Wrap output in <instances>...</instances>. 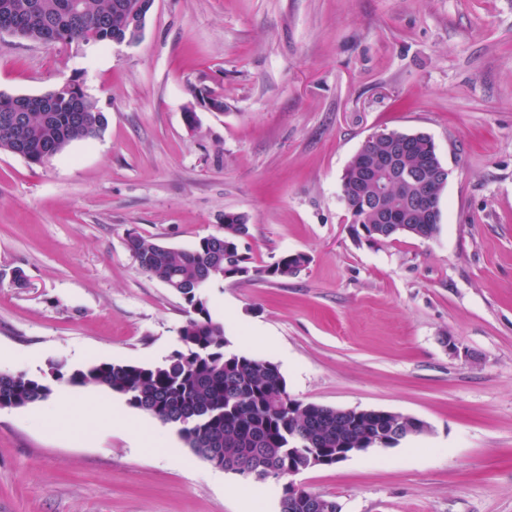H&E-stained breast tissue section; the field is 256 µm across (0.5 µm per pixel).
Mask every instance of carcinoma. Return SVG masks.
<instances>
[{"mask_svg":"<svg viewBox=\"0 0 512 512\" xmlns=\"http://www.w3.org/2000/svg\"><path fill=\"white\" fill-rule=\"evenodd\" d=\"M132 4L133 0H0V17L19 21L31 40L43 44H79L90 36L107 43L129 36L127 16ZM80 97V111H73L63 97L50 112L25 113L21 129L5 122L0 109V150L43 165L47 153L60 154L74 141L97 137L107 117L86 94ZM397 141L405 147L397 162L403 169L421 173L439 164L429 135L401 133ZM389 144L385 137L370 136L342 178L353 223L363 227L355 230L356 236L375 243L392 238L393 231L390 225L378 223L371 200H356L360 188L356 180ZM422 190L420 185L394 189L385 207L390 215L400 217L406 234L431 238L439 225L428 223L422 215L412 224L401 219L407 195ZM245 227H249L248 218L239 213L224 225V237H203L187 250L128 234L127 249L139 260L140 269L179 290L188 306V318L179 329L183 345L156 364L89 362L69 372L53 367L40 377L25 372L0 376V408L45 401L63 380L68 385L101 388L174 427L196 455L205 448L224 449L225 470L244 477L278 466L286 470L290 461L309 469L320 449L334 454L338 448H392L410 435L426 432V424L410 416L383 418L367 410L293 401L277 365L227 350L224 325L213 319L204 290L236 277L239 267L251 271L248 280L265 281L293 277L308 263V256L301 252L285 254L272 264L255 263L240 249ZM313 496L311 491L285 486L280 512H312Z\"/></svg>","mask_w":512,"mask_h":512,"instance_id":"cac0c4a2","label":"carcinoma"}]
</instances>
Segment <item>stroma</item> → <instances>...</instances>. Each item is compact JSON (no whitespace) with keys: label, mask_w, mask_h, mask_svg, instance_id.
Here are the masks:
<instances>
[{"label":"stroma","mask_w":512,"mask_h":512,"mask_svg":"<svg viewBox=\"0 0 512 512\" xmlns=\"http://www.w3.org/2000/svg\"><path fill=\"white\" fill-rule=\"evenodd\" d=\"M69 80L101 134L46 165L0 151V373L164 360L187 305L128 233L188 249L242 213V251L309 262L208 288L230 350L293 399L428 426L295 484L339 512H512V0H155L131 46L0 35V92ZM389 131L427 133L452 171L432 238L352 234L342 176ZM86 395L60 434L40 405L0 408V512H279L281 484L244 503L248 479L167 462L175 429L133 409L114 429L119 397Z\"/></svg>","instance_id":"stroma-1"}]
</instances>
